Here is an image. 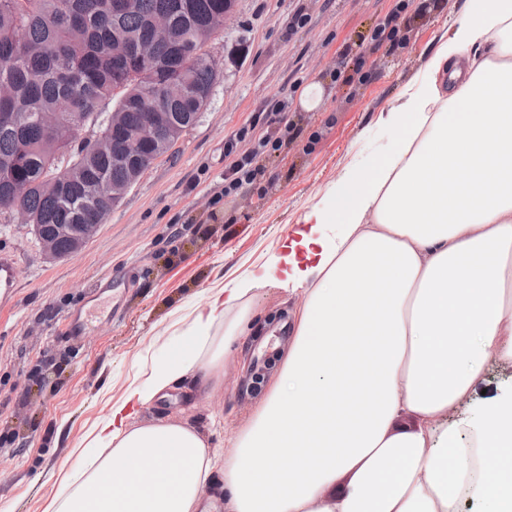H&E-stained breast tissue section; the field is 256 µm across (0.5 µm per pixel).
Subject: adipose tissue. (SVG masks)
Here are the masks:
<instances>
[{"mask_svg":"<svg viewBox=\"0 0 512 512\" xmlns=\"http://www.w3.org/2000/svg\"><path fill=\"white\" fill-rule=\"evenodd\" d=\"M402 97L378 173L346 171L305 214L304 263L210 289L185 342L93 424L53 512H203L219 464L224 512H459L481 493L501 512L488 490L512 386L448 413L489 359L512 364V0H468ZM278 282L304 294L295 337L231 455L189 422H135L184 378L213 389L256 290Z\"/></svg>","mask_w":512,"mask_h":512,"instance_id":"adipose-tissue-1","label":"adipose tissue"}]
</instances>
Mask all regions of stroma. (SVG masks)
Listing matches in <instances>:
<instances>
[{
  "label": "stroma",
  "instance_id": "1",
  "mask_svg": "<svg viewBox=\"0 0 512 512\" xmlns=\"http://www.w3.org/2000/svg\"><path fill=\"white\" fill-rule=\"evenodd\" d=\"M397 0H235L207 44L219 64L212 96L172 155L160 158L112 209L72 259L49 261L26 225L0 224V253L19 263L16 288L0 297V512H46L65 475L77 473L86 432L131 383L146 382L152 359L204 307L208 289L260 273L303 229V217L343 175L373 176L398 146L382 114L423 75L466 0H404L407 41L375 47L373 28ZM363 82L345 84L355 62ZM320 84L305 110L301 89ZM287 101L303 129L244 192L225 199L224 141L251 127L245 148L269 130L274 102ZM301 292L258 290L256 311L221 362L213 394L174 389L138 421L195 422L213 444L232 447L274 381L264 366L285 354ZM91 316L83 336L72 318ZM265 379L253 385L252 374Z\"/></svg>",
  "mask_w": 512,
  "mask_h": 512
}]
</instances>
